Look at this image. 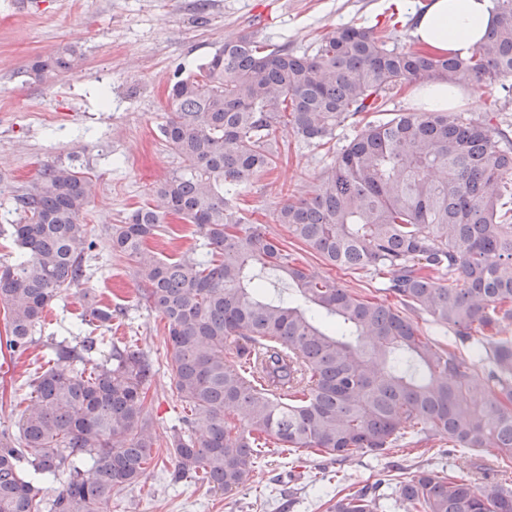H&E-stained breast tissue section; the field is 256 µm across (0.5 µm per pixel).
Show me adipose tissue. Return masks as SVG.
I'll return each instance as SVG.
<instances>
[{
  "mask_svg": "<svg viewBox=\"0 0 512 512\" xmlns=\"http://www.w3.org/2000/svg\"><path fill=\"white\" fill-rule=\"evenodd\" d=\"M496 20L492 0H428L414 17L412 34L420 48L464 57Z\"/></svg>",
  "mask_w": 512,
  "mask_h": 512,
  "instance_id": "ef3b65f1",
  "label": "adipose tissue"
}]
</instances>
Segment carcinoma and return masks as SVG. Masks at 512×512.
Listing matches in <instances>:
<instances>
[{
	"mask_svg": "<svg viewBox=\"0 0 512 512\" xmlns=\"http://www.w3.org/2000/svg\"><path fill=\"white\" fill-rule=\"evenodd\" d=\"M495 9L497 25L468 57L389 48L375 30L346 26L310 55L249 34L226 38L176 75L159 131L179 166L112 227L109 247L133 262L145 304L165 322L168 368L189 413L160 439L144 416L152 365L143 352L104 336L79 348L58 342L52 365L31 380L18 435L0 432V512H107L112 490L137 483L162 442L172 479L191 475L222 493L249 481L263 437L339 462L433 439L512 449V141L455 112L382 115L386 97L409 85L512 78V0ZM84 60L66 46L27 74L73 75ZM345 124L355 136L275 221L329 266L392 273L384 291L395 306L296 266L241 206L250 181L281 158L279 126L324 147ZM93 197L85 173L62 161L14 196L20 252L0 264L6 350H28L52 301L86 278ZM175 220L195 226L199 256L150 248ZM418 311L454 341L422 339ZM121 314L86 310L107 329ZM477 334L492 383L483 398L471 395L457 353ZM105 345L93 373L73 366ZM59 475L66 481L46 497L41 483ZM341 491L327 512H512V481L480 471L421 469L389 498Z\"/></svg>",
	"mask_w": 512,
	"mask_h": 512,
	"instance_id": "obj_1",
	"label": "carcinoma"
}]
</instances>
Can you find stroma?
Returning <instances> with one entry per match:
<instances>
[{"label":"stroma","instance_id":"1","mask_svg":"<svg viewBox=\"0 0 512 512\" xmlns=\"http://www.w3.org/2000/svg\"><path fill=\"white\" fill-rule=\"evenodd\" d=\"M199 1L28 0L21 8L16 0H0V262L18 253L11 234L13 195L28 187L43 165L60 159H73L96 186L84 222L97 242L87 260V279L48 307L30 349L20 356L0 355V430L16 432L28 383L46 367L52 337L70 330L99 335V328L81 321L90 297L125 310V317L113 320L110 336L144 352L156 369L145 400L156 434L165 436L183 413L166 369L170 347L164 322L140 303L132 264L109 247L113 225L124 223L178 165L157 130L176 69H195L226 37L242 33L289 44L300 53L311 52L323 35L343 25L376 28L401 48L414 44L413 13L397 12L394 0H203V11ZM65 44L84 52L82 71L42 83L29 80L25 71L31 63ZM104 89L111 97L107 108L100 101ZM477 96L479 110L462 102L453 112L512 136V92L496 84ZM277 137L291 150L270 175L248 185L246 201L255 219L309 273L376 296L380 278L325 265L287 225L276 223L284 200L309 190L331 161L321 149L296 144L291 128H279ZM493 456L512 465V450L452 448L444 442L360 453L342 464L307 448L272 451L258 460L244 487L220 493L189 477L166 481L173 462L161 448L137 484L113 491L108 512H326L325 502L336 492L335 473L359 487L394 484L430 464L468 475Z\"/></svg>","mask_w":512,"mask_h":512}]
</instances>
